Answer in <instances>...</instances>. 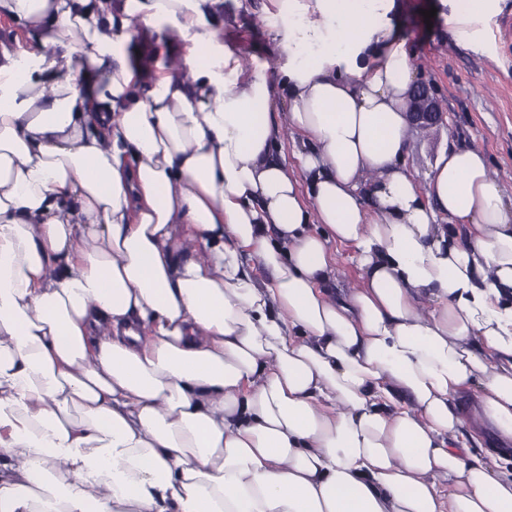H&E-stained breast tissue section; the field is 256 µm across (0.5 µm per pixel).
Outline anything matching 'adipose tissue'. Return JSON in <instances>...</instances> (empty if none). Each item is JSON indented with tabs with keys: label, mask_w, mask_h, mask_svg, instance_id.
<instances>
[{
	"label": "adipose tissue",
	"mask_w": 512,
	"mask_h": 512,
	"mask_svg": "<svg viewBox=\"0 0 512 512\" xmlns=\"http://www.w3.org/2000/svg\"><path fill=\"white\" fill-rule=\"evenodd\" d=\"M220 2L0 0L33 44L0 61V512H512L488 159L407 169L395 0H293L267 74ZM160 21L190 48L153 80L120 45ZM330 250L336 269V282L335 279L332 280L329 288L335 292L336 288H345L350 283L358 281L360 270L352 260L350 247L339 243H331Z\"/></svg>",
	"instance_id": "1"
}]
</instances>
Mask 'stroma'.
<instances>
[{"label":"stroma","mask_w":512,"mask_h":512,"mask_svg":"<svg viewBox=\"0 0 512 512\" xmlns=\"http://www.w3.org/2000/svg\"><path fill=\"white\" fill-rule=\"evenodd\" d=\"M286 0H224L225 46L252 60L261 70L285 29L281 14ZM434 10L425 18L426 10ZM441 0H396L392 14L400 35L419 61L418 83L437 100L442 123L417 142L406 165L424 180L449 143L483 151L512 189V48L504 40L501 21L512 15V0L481 27L474 43L455 39Z\"/></svg>","instance_id":"1"}]
</instances>
